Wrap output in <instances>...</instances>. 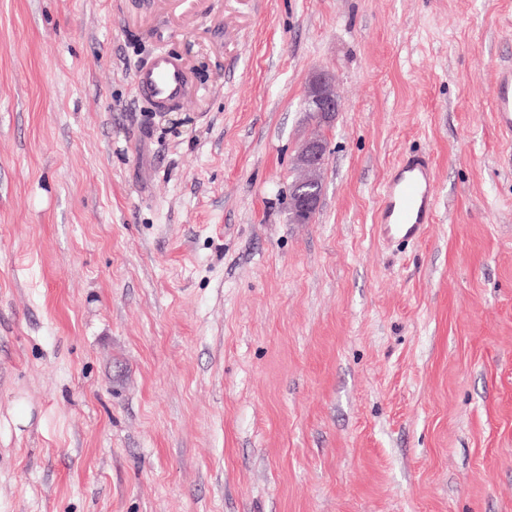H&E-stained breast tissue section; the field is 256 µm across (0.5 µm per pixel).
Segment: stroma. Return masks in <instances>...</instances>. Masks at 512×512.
I'll use <instances>...</instances> for the list:
<instances>
[{
    "instance_id": "obj_1",
    "label": "stroma",
    "mask_w": 512,
    "mask_h": 512,
    "mask_svg": "<svg viewBox=\"0 0 512 512\" xmlns=\"http://www.w3.org/2000/svg\"><path fill=\"white\" fill-rule=\"evenodd\" d=\"M506 66L512 0H0V512H512ZM407 150L435 222L386 244ZM134 84L139 98L155 110L182 107L191 89L182 61L162 51L136 69ZM493 110L502 134L512 138V68L497 72L493 90ZM304 102L309 114L320 127H328L339 111V99L332 77L324 70L309 76L304 90ZM328 155V140L322 135L305 140L299 147L294 164L301 176L292 184L289 193V209L294 223L308 224L314 218L321 201V174Z\"/></svg>"
}]
</instances>
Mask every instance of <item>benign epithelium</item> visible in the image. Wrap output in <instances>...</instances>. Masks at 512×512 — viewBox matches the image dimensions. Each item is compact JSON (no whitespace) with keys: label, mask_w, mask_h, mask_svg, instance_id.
Returning a JSON list of instances; mask_svg holds the SVG:
<instances>
[{"label":"benign epithelium","mask_w":512,"mask_h":512,"mask_svg":"<svg viewBox=\"0 0 512 512\" xmlns=\"http://www.w3.org/2000/svg\"><path fill=\"white\" fill-rule=\"evenodd\" d=\"M304 102L315 123L329 126L339 111V99L332 77L324 70L309 76L304 90ZM329 155L328 140L317 135L305 140L295 156L294 164L301 176L292 184L289 209L293 222L307 224L314 218L321 201V174Z\"/></svg>","instance_id":"benign-epithelium-1"}]
</instances>
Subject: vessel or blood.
Returning a JSON list of instances; mask_svg holds the SVG:
<instances>
[{
  "mask_svg": "<svg viewBox=\"0 0 512 512\" xmlns=\"http://www.w3.org/2000/svg\"><path fill=\"white\" fill-rule=\"evenodd\" d=\"M134 84L139 98L156 110L182 107L191 89L182 61L162 51L136 69ZM493 110L499 130L512 138L511 67L497 73ZM435 208L434 171L429 157L423 153L406 154L384 185L377 232L388 242L420 240L434 219Z\"/></svg>",
  "mask_w": 512,
  "mask_h": 512,
  "instance_id": "vessel-or-blood-1",
  "label": "vessel or blood"
}]
</instances>
